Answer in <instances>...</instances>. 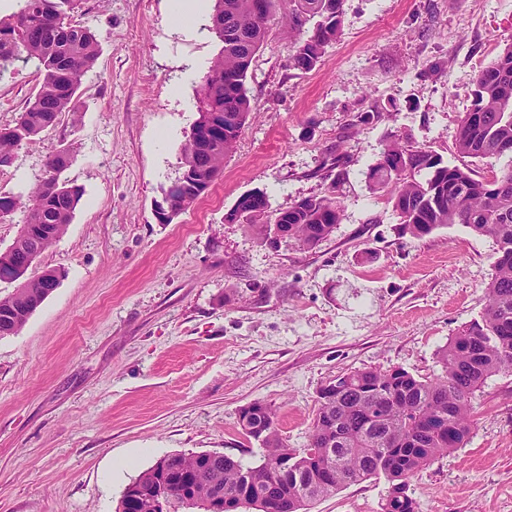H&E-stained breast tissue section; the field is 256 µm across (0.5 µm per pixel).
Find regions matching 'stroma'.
<instances>
[{"label":"stroma","instance_id":"35a3bbf8","mask_svg":"<svg viewBox=\"0 0 512 512\" xmlns=\"http://www.w3.org/2000/svg\"><path fill=\"white\" fill-rule=\"evenodd\" d=\"M180 0H81L73 19L102 52L81 109L23 143L0 190L29 189L61 145L84 195L34 273L62 279L25 327L0 339V512H115L160 457L262 449L238 411L276 413L289 447L307 444L321 386L364 368L441 372L439 351L484 307L497 250L461 224L402 233L370 164L393 135L488 177L505 160L459 156L477 72L512 43V0H344L341 33L313 70L291 68L272 20L248 71L252 110L224 171L172 223L153 208L181 173L202 78L221 44L212 9ZM34 65L0 74V127L34 94ZM378 109V121L355 123ZM340 147L345 216L302 250L225 222L240 195L274 210L319 194ZM470 438L410 481L418 512H512V374L473 399ZM388 484L366 480L311 512H381Z\"/></svg>","mask_w":512,"mask_h":512}]
</instances>
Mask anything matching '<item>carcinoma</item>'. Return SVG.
<instances>
[{"instance_id": "1", "label": "carcinoma", "mask_w": 512, "mask_h": 512, "mask_svg": "<svg viewBox=\"0 0 512 512\" xmlns=\"http://www.w3.org/2000/svg\"><path fill=\"white\" fill-rule=\"evenodd\" d=\"M78 3L20 0L16 14L0 18V70L33 62L39 77L15 125L0 127V172L12 164L22 142L56 127L64 114L79 111V90L98 60L101 42L70 20ZM343 3L217 0L211 30L222 47L202 78L193 125L202 140L185 142L181 174L163 191L174 215L200 199L193 186L205 187L220 176L224 157L245 127L252 111L248 70L277 6H285L283 18L292 38L290 63L308 71L336 42ZM456 151L478 160L512 156V44L478 71L471 108L459 124ZM72 158V146L57 150L25 196L0 191V218L19 209L26 213L15 242L0 250V271L14 275L17 282L10 294L0 296V338L18 334L47 298L48 286L60 281L54 269L26 276L25 251L18 242H33L43 252L66 232L83 195L80 186L61 179ZM343 166V158L329 151L321 168L320 194L282 213L239 201L237 207L249 211L244 224L263 243L270 225L286 223L289 240L304 249L315 247L343 219L337 185ZM366 177L372 191L388 194L402 230L414 237L462 224L495 239L493 274L480 317L449 338L439 353L442 372L433 379L403 368H364L323 385L302 450L288 447L269 406L255 401L239 409L241 432L263 448L261 462L246 466L210 451L166 455L130 481L145 502L155 500L161 480L167 481L158 512H187L217 493L238 498L245 510L307 512L311 503L344 485L380 477L388 483L381 512H418L409 494L410 479L466 444L475 392L492 376L512 374V163L490 178L477 179L469 168L395 136L368 167ZM309 448L318 454H308ZM283 461L288 468L279 467Z\"/></svg>"}]
</instances>
